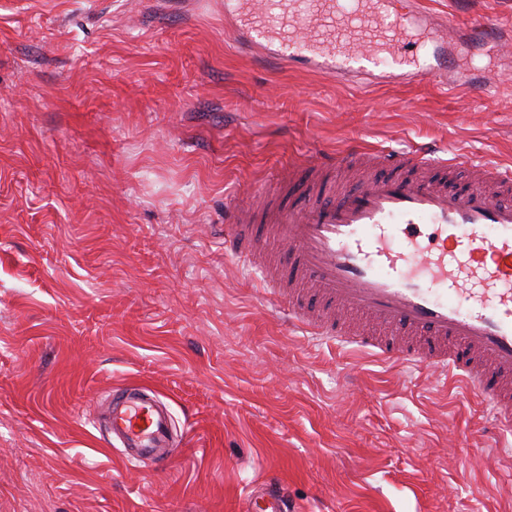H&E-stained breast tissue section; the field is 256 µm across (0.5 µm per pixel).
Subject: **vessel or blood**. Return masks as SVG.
<instances>
[{"mask_svg":"<svg viewBox=\"0 0 512 512\" xmlns=\"http://www.w3.org/2000/svg\"><path fill=\"white\" fill-rule=\"evenodd\" d=\"M224 19L257 59L346 74L385 67L390 77L442 80L448 37L422 13L392 15L389 0H225ZM385 169L351 190L333 179L346 155L301 160L284 173L290 200L264 223L224 213V249L259 268L270 294L287 295L288 326L335 336L384 360L453 377L492 407L489 427L512 431V168L478 163L480 188L457 181L459 155L356 149ZM467 294V308L456 295ZM314 296L333 316L303 308ZM113 437L132 462H170L171 417L146 390L113 388ZM288 488L268 474L242 512H289Z\"/></svg>","mask_w":512,"mask_h":512,"instance_id":"vessel-or-blood-1","label":"vessel or blood"}]
</instances>
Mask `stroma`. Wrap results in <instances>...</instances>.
<instances>
[{
  "mask_svg": "<svg viewBox=\"0 0 512 512\" xmlns=\"http://www.w3.org/2000/svg\"><path fill=\"white\" fill-rule=\"evenodd\" d=\"M445 84L253 63L224 0H0V512H512V435L431 371L315 341L224 255V210L354 146L512 165V0H425ZM491 19L490 40L467 25ZM166 405L125 460L112 389ZM108 421L129 461L149 459L158 469L167 467L171 417L154 395L132 385L113 388ZM243 512H288V487L277 473L268 474L244 497Z\"/></svg>",
  "mask_w": 512,
  "mask_h": 512,
  "instance_id": "stroma-1",
  "label": "stroma"
}]
</instances>
